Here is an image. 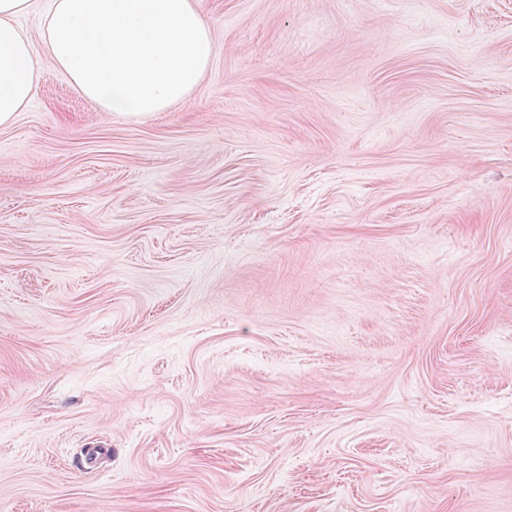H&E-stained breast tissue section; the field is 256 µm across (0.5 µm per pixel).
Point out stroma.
<instances>
[{
    "mask_svg": "<svg viewBox=\"0 0 512 512\" xmlns=\"http://www.w3.org/2000/svg\"><path fill=\"white\" fill-rule=\"evenodd\" d=\"M204 7L0 129V512H512V0ZM45 54L103 112L145 123L187 102L212 65L202 0H49Z\"/></svg>",
    "mask_w": 512,
    "mask_h": 512,
    "instance_id": "obj_1",
    "label": "stroma"
}]
</instances>
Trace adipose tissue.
Returning <instances> with one entry per match:
<instances>
[{
  "label": "adipose tissue",
  "instance_id": "1",
  "mask_svg": "<svg viewBox=\"0 0 512 512\" xmlns=\"http://www.w3.org/2000/svg\"><path fill=\"white\" fill-rule=\"evenodd\" d=\"M30 0H0V128L33 99L40 55L102 111L145 123L187 102L212 65L203 0H50L43 54L18 20Z\"/></svg>",
  "mask_w": 512,
  "mask_h": 512
}]
</instances>
